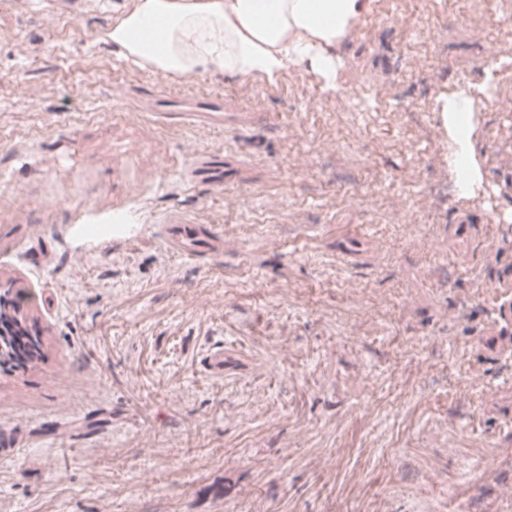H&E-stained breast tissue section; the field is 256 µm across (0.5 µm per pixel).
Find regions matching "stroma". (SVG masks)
<instances>
[{"mask_svg":"<svg viewBox=\"0 0 512 512\" xmlns=\"http://www.w3.org/2000/svg\"><path fill=\"white\" fill-rule=\"evenodd\" d=\"M134 4L0 0V283L43 353L0 375V512H512L498 0H372L331 90L139 67L102 40ZM481 82L464 194L437 107ZM211 99L234 119L179 109ZM175 217L223 250L170 248ZM197 176L201 178H213L214 181L233 184L239 181L238 167L230 160L221 157H207L198 167Z\"/></svg>","mask_w":512,"mask_h":512,"instance_id":"obj_1","label":"stroma"}]
</instances>
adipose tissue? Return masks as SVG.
<instances>
[{
    "label": "adipose tissue",
    "mask_w": 512,
    "mask_h": 512,
    "mask_svg": "<svg viewBox=\"0 0 512 512\" xmlns=\"http://www.w3.org/2000/svg\"><path fill=\"white\" fill-rule=\"evenodd\" d=\"M371 0H135L106 33L133 63L154 72L219 70L236 77L277 78L288 66L309 63L329 75L333 47L370 8ZM156 35L145 36L149 25ZM466 84L443 97L440 110L453 147L450 163L461 189L480 184L473 157L471 117L485 95Z\"/></svg>",
    "instance_id": "obj_1"
}]
</instances>
